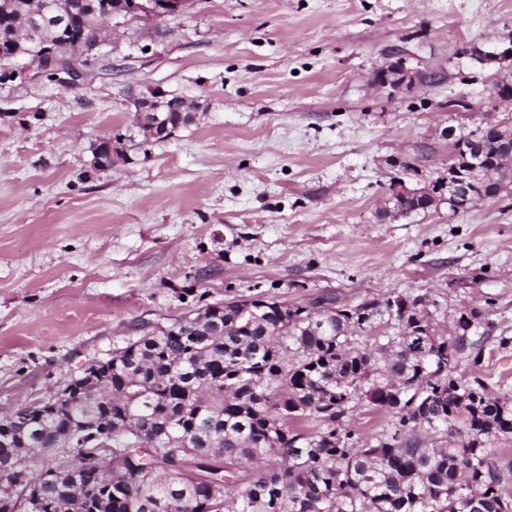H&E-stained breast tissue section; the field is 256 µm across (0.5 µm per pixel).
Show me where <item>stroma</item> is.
Wrapping results in <instances>:
<instances>
[{
	"label": "stroma",
	"instance_id": "stroma-1",
	"mask_svg": "<svg viewBox=\"0 0 512 512\" xmlns=\"http://www.w3.org/2000/svg\"><path fill=\"white\" fill-rule=\"evenodd\" d=\"M512 0H189L177 15L109 20L77 89L0 78V416L49 399L130 324L225 293L354 306L390 294L488 322L484 376L512 389V193L448 209L444 130L499 119ZM424 74L399 89L394 63ZM160 87L205 110L144 144L133 98ZM121 138L128 160L94 169ZM437 204L394 223V179Z\"/></svg>",
	"mask_w": 512,
	"mask_h": 512
}]
</instances>
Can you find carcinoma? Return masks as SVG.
<instances>
[{
  "label": "carcinoma",
  "instance_id": "carcinoma-1",
  "mask_svg": "<svg viewBox=\"0 0 512 512\" xmlns=\"http://www.w3.org/2000/svg\"><path fill=\"white\" fill-rule=\"evenodd\" d=\"M24 0H0V47L32 27ZM83 22L106 20L112 0H66ZM512 134L505 121L483 135L489 175ZM469 169L470 137L456 139ZM414 297L349 306L336 296L308 304L228 295L159 325L135 321L125 345L90 380H72L66 408L21 412L6 422L16 466L0 473V512H512L495 444L512 442V392L458 374L472 350L481 365L483 314L458 310L448 335L425 333ZM385 327L373 334L375 324ZM469 330L459 334L458 328ZM359 406L384 412L375 440L349 422ZM100 443L112 454L95 455ZM61 444L80 456L35 475L31 451ZM246 480L242 490L229 486Z\"/></svg>",
  "mask_w": 512,
  "mask_h": 512
}]
</instances>
